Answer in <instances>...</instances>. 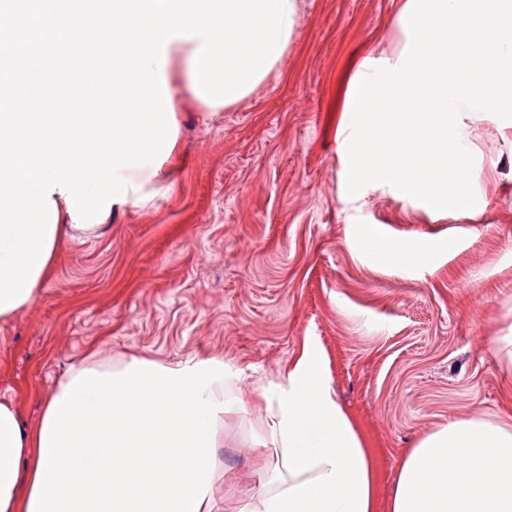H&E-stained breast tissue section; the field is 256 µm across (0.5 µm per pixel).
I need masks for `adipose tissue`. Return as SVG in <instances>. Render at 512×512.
Instances as JSON below:
<instances>
[{"label":"adipose tissue","mask_w":512,"mask_h":512,"mask_svg":"<svg viewBox=\"0 0 512 512\" xmlns=\"http://www.w3.org/2000/svg\"><path fill=\"white\" fill-rule=\"evenodd\" d=\"M199 45L169 42V93L191 90ZM123 175L135 186L130 208L169 189L165 171L151 166ZM366 243L381 264L397 267L442 253ZM262 396L261 434L280 468L274 487L252 495L244 512H375L369 450L334 400L317 348L306 345L286 381ZM224 405V365L211 359L78 365L33 431L0 401V512H203ZM390 512H512V424L457 420L422 438L401 461Z\"/></svg>","instance_id":"adipose-tissue-1"}]
</instances>
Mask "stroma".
Here are the masks:
<instances>
[{
    "instance_id": "35a3bbf8",
    "label": "stroma",
    "mask_w": 512,
    "mask_h": 512,
    "mask_svg": "<svg viewBox=\"0 0 512 512\" xmlns=\"http://www.w3.org/2000/svg\"><path fill=\"white\" fill-rule=\"evenodd\" d=\"M401 0H299L293 42L244 101L201 111L173 103L179 159L172 190L74 233L19 317L0 321V400L27 429L69 369L223 361L213 512L264 491L259 388L279 383L306 342L320 349L332 395L371 448L377 512H389L400 463L452 420L512 418V373L495 339L512 325V148L495 115L474 120L472 218L428 213L394 188L343 197L336 138L348 81L365 56L391 54ZM454 249L405 269L361 244Z\"/></svg>"
}]
</instances>
